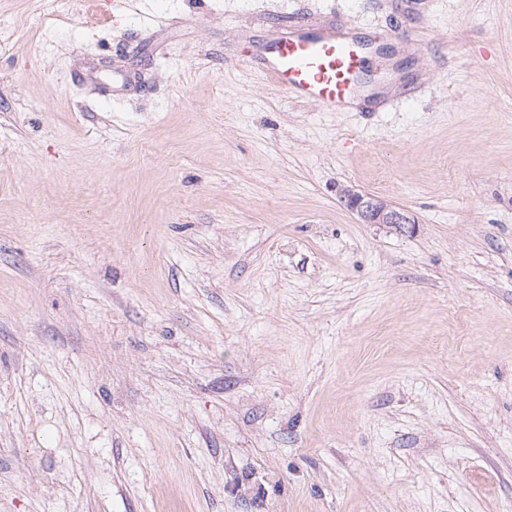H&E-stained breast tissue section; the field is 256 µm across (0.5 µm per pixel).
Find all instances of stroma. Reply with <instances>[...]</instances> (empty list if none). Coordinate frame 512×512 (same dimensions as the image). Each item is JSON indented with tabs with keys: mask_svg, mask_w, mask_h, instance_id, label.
I'll return each mask as SVG.
<instances>
[{
	"mask_svg": "<svg viewBox=\"0 0 512 512\" xmlns=\"http://www.w3.org/2000/svg\"><path fill=\"white\" fill-rule=\"evenodd\" d=\"M0 512H512V0H0ZM243 55L291 99L322 112H346L361 99L357 79L370 68L359 39L287 16ZM340 198L344 205L357 213L364 224H388L400 231L415 229L416 221L409 212L387 204L369 194H361L352 189H343Z\"/></svg>",
	"mask_w": 512,
	"mask_h": 512,
	"instance_id": "35a3bbf8",
	"label": "stroma"
}]
</instances>
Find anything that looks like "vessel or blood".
I'll use <instances>...</instances> for the list:
<instances>
[{"mask_svg": "<svg viewBox=\"0 0 512 512\" xmlns=\"http://www.w3.org/2000/svg\"><path fill=\"white\" fill-rule=\"evenodd\" d=\"M244 56L291 99L323 112L353 109L361 99L357 80L370 68L357 37L294 15Z\"/></svg>", "mask_w": 512, "mask_h": 512, "instance_id": "1", "label": "vessel or blood"}]
</instances>
